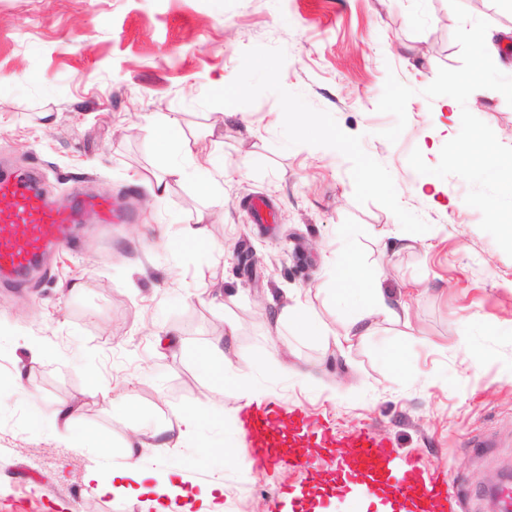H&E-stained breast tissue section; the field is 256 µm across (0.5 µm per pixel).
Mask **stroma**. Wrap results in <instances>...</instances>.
I'll use <instances>...</instances> for the list:
<instances>
[{
	"label": "stroma",
	"mask_w": 512,
	"mask_h": 512,
	"mask_svg": "<svg viewBox=\"0 0 512 512\" xmlns=\"http://www.w3.org/2000/svg\"><path fill=\"white\" fill-rule=\"evenodd\" d=\"M476 24L500 31L499 62L466 98L448 75L469 67ZM511 79L512 12L498 0L483 12L471 0H0V168L39 169L58 202L103 194L136 215L81 218L75 250L50 254L26 286L0 284V512H83L89 500L144 512L141 498L95 491L130 429L89 389L127 395L141 421L205 407L214 377L197 357L230 321L242 378L255 376V349L282 345L294 375L263 381L284 409L343 434L367 424L399 454L447 465L468 492L458 512H499L486 491L512 473V242L486 203L512 208V192L458 167L459 129L437 107L457 100L466 125L511 158L512 99L496 91ZM156 113L223 156L219 202L170 173L146 130ZM158 176L169 185L160 202L149 189ZM424 178L454 206L415 193ZM254 197L273 224L254 223ZM343 227L359 269L384 270L408 315L339 345L278 319L299 293L340 330L345 311L321 288ZM187 228L222 253L171 248ZM216 293L235 301L212 304ZM162 328L177 342L158 340ZM32 339L47 349L38 363ZM385 346L407 375L380 359ZM18 375L35 399L17 392ZM62 403L77 436H110L112 448L40 435ZM220 439L208 426L199 443L144 460L185 492L165 512H199L215 484L227 512H290L278 487L308 490L284 462L244 469L242 441L227 453Z\"/></svg>",
	"instance_id": "stroma-1"
}]
</instances>
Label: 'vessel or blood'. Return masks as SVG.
Here are the masks:
<instances>
[{
  "mask_svg": "<svg viewBox=\"0 0 512 512\" xmlns=\"http://www.w3.org/2000/svg\"><path fill=\"white\" fill-rule=\"evenodd\" d=\"M85 211L98 214L104 224L134 219L115 213L107 197L82 195L60 205L43 193L35 175L0 173V278L23 282L50 251L75 248L74 228ZM240 425L252 469L274 471L287 447L295 466L312 473L315 454L326 451L337 488L362 485L372 497L393 495L391 512H455L461 504V492L449 484L445 466L425 469L371 428L343 437L328 420L298 409L287 412L274 402L244 408Z\"/></svg>",
  "mask_w": 512,
  "mask_h": 512,
  "instance_id": "vessel-or-blood-1",
  "label": "vessel or blood"
}]
</instances>
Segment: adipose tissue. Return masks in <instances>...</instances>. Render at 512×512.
<instances>
[{"instance_id": "adipose-tissue-1", "label": "adipose tissue", "mask_w": 512, "mask_h": 512, "mask_svg": "<svg viewBox=\"0 0 512 512\" xmlns=\"http://www.w3.org/2000/svg\"><path fill=\"white\" fill-rule=\"evenodd\" d=\"M471 39L474 45L471 65L466 73L452 77L464 96L481 90L492 59L497 53L494 31L484 27L473 28ZM177 124L174 117L156 115L149 119V130L163 156L172 162L175 174L196 183L202 190H212L219 177L224 174L223 164L211 153L198 156L190 140L179 137L176 133ZM458 156L461 164L470 172L485 176H505L512 180V159H504L491 149L479 130H466L458 146ZM387 281V275L380 270L365 277L360 288L365 302L358 306L352 316L344 320L342 328L345 336L369 335L373 330V319L378 315L385 316L387 321L399 322V300ZM224 347L223 338L214 339L203 352V365L214 368L225 380L236 383L238 398L243 405L262 403L270 394L268 387L259 381L238 382L235 368L225 355ZM207 423L224 426V407L219 402H211L208 411L204 413L196 407L187 406L181 410L176 421L154 422L151 427L154 440L150 443L143 441L139 429H132L129 438L122 445L123 465L113 473L110 483L98 485V493L134 497L145 494V482L151 479L152 474L143 468V459L199 439L201 429Z\"/></svg>"}]
</instances>
